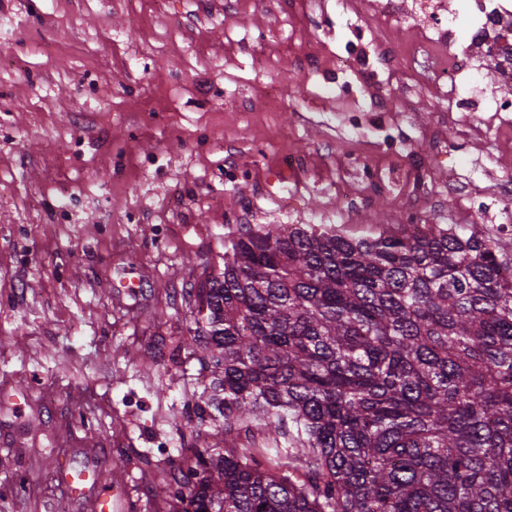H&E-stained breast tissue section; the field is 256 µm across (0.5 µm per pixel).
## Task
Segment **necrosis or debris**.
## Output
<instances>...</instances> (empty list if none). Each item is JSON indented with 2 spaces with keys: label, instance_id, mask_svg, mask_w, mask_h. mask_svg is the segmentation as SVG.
<instances>
[{
  "label": "necrosis or debris",
  "instance_id": "necrosis-or-debris-1",
  "mask_svg": "<svg viewBox=\"0 0 512 512\" xmlns=\"http://www.w3.org/2000/svg\"><path fill=\"white\" fill-rule=\"evenodd\" d=\"M452 9L448 0H385L387 20L414 21L430 44L446 48L448 63L439 78L445 85L452 111H465L460 80L471 76L476 61L490 59L500 74L512 75V0H460ZM466 11L470 25L466 43L456 37L458 13Z\"/></svg>",
  "mask_w": 512,
  "mask_h": 512
}]
</instances>
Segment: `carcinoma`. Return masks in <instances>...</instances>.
<instances>
[{
    "label": "carcinoma",
    "instance_id": "1",
    "mask_svg": "<svg viewBox=\"0 0 512 512\" xmlns=\"http://www.w3.org/2000/svg\"><path fill=\"white\" fill-rule=\"evenodd\" d=\"M189 353L224 452L172 512H512V259L440 224H241Z\"/></svg>",
    "mask_w": 512,
    "mask_h": 512
}]
</instances>
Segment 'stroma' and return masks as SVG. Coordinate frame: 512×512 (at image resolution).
<instances>
[{
  "mask_svg": "<svg viewBox=\"0 0 512 512\" xmlns=\"http://www.w3.org/2000/svg\"><path fill=\"white\" fill-rule=\"evenodd\" d=\"M382 3L363 27L415 68L340 79L336 0H0V512H92L58 479L89 465L114 512H169L157 486L216 429L188 292L238 225L442 224L512 255V127L449 111L446 51Z\"/></svg>",
  "mask_w": 512,
  "mask_h": 512,
  "instance_id": "1",
  "label": "stroma"
}]
</instances>
